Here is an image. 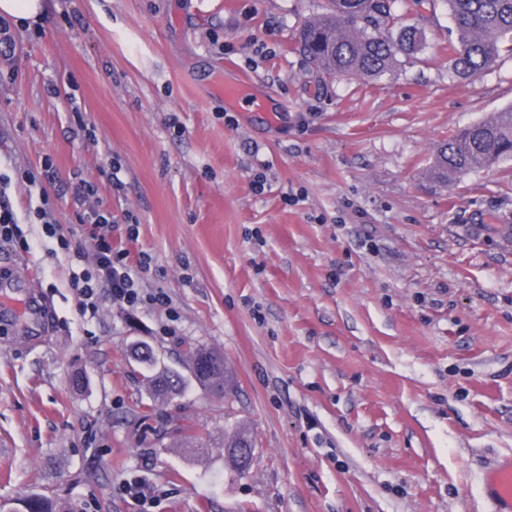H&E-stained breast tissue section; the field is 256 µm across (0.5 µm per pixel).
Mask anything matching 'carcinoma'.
<instances>
[{
	"mask_svg": "<svg viewBox=\"0 0 512 512\" xmlns=\"http://www.w3.org/2000/svg\"><path fill=\"white\" fill-rule=\"evenodd\" d=\"M456 24L457 41L448 44L453 71L470 78L487 71L497 61L505 43H512V0H445ZM423 31L414 26L397 27L391 0H329L325 12L306 23L297 37V51L310 68L325 75L376 77L386 72L404 53L414 55L425 45ZM512 158V106L494 118L458 130L438 150L433 164L436 177L464 175L500 159ZM198 359L207 363L202 372L189 367L201 387L228 381L224 357L198 349ZM134 361L143 365L142 376L156 396L179 391L183 376L156 370V359L147 345L132 349ZM246 434L237 430L224 436V451L230 467L239 474L238 445ZM22 512H55L51 501L37 496L21 501Z\"/></svg>",
	"mask_w": 512,
	"mask_h": 512,
	"instance_id": "carcinoma-1",
	"label": "carcinoma"
}]
</instances>
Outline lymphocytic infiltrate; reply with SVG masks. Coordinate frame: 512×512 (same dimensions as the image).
<instances>
[{
	"label": "lymphocytic infiltrate",
	"instance_id": "obj_1",
	"mask_svg": "<svg viewBox=\"0 0 512 512\" xmlns=\"http://www.w3.org/2000/svg\"><path fill=\"white\" fill-rule=\"evenodd\" d=\"M57 179L58 171L49 155L37 167H16L11 175H0V245L28 249L24 224L41 225L45 237L65 256L68 286L81 316L96 317L105 296L122 306L141 304L137 280L149 268L147 258L131 262L128 250L114 246L112 208L98 198L94 185L84 177H77L74 185V224H60L57 213L61 196L49 191ZM11 185L27 196L24 216H17L6 200V189Z\"/></svg>",
	"mask_w": 512,
	"mask_h": 512
}]
</instances>
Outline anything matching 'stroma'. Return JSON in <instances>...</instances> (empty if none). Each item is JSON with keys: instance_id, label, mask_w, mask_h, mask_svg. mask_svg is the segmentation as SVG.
I'll return each instance as SVG.
<instances>
[{"instance_id": "35a3bbf8", "label": "stroma", "mask_w": 512, "mask_h": 512, "mask_svg": "<svg viewBox=\"0 0 512 512\" xmlns=\"http://www.w3.org/2000/svg\"><path fill=\"white\" fill-rule=\"evenodd\" d=\"M326 6L54 0L12 27L0 158L53 157L64 224L82 169L115 218H137L139 285L165 301L83 319L41 225L30 252L0 248V284L50 308L0 332V505L492 512L482 468L512 456V159L448 181L428 169L456 130L512 104V52L457 78L444 0H395L425 48L375 79L319 76L296 39ZM235 80L271 112L228 108L217 87ZM112 163L118 189L99 173ZM139 341L186 376L181 392L153 397L129 356ZM195 347L223 355V394L189 378ZM238 428L255 446L245 474L224 463Z\"/></svg>"}]
</instances>
